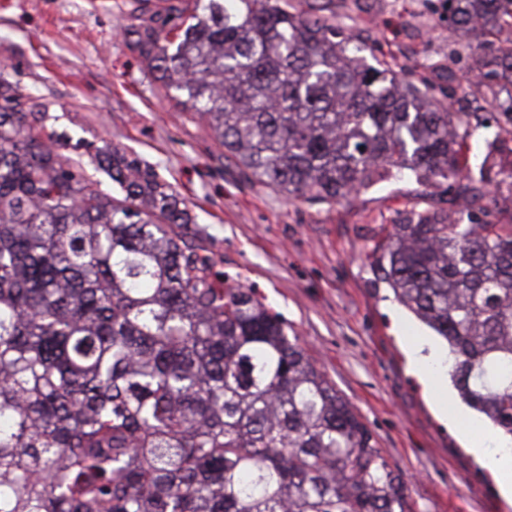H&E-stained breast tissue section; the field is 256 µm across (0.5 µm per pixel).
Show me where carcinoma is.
I'll return each instance as SVG.
<instances>
[{"label": "carcinoma", "mask_w": 512, "mask_h": 512, "mask_svg": "<svg viewBox=\"0 0 512 512\" xmlns=\"http://www.w3.org/2000/svg\"><path fill=\"white\" fill-rule=\"evenodd\" d=\"M448 23L512 33V0H445ZM332 0H161L132 31L259 183L312 204L409 177L479 203L512 95L450 112L439 89L336 39ZM510 46L481 59L487 86ZM46 106L0 75V512H411L351 405L249 288L231 285L184 200L118 147L58 151ZM495 123L481 163L468 138ZM410 212L376 280L447 345L446 374L512 445V224Z\"/></svg>", "instance_id": "obj_1"}]
</instances>
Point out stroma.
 Here are the masks:
<instances>
[{"mask_svg":"<svg viewBox=\"0 0 512 512\" xmlns=\"http://www.w3.org/2000/svg\"><path fill=\"white\" fill-rule=\"evenodd\" d=\"M336 21L394 69L425 73L451 59L464 88L456 112L485 107L468 85L482 30L443 37L444 0H335ZM130 0H0V72L48 102L60 152L87 160L111 144L153 167L185 200L231 284L252 289L370 429L405 480L413 512H512L485 462L441 420L458 406L448 382L424 386L409 345L430 330L376 282L367 254L381 225L411 209L456 208L412 181L382 183L350 202L311 205L226 164L205 123L154 81L128 28Z\"/></svg>","mask_w":512,"mask_h":512,"instance_id":"obj_1","label":"stroma"}]
</instances>
